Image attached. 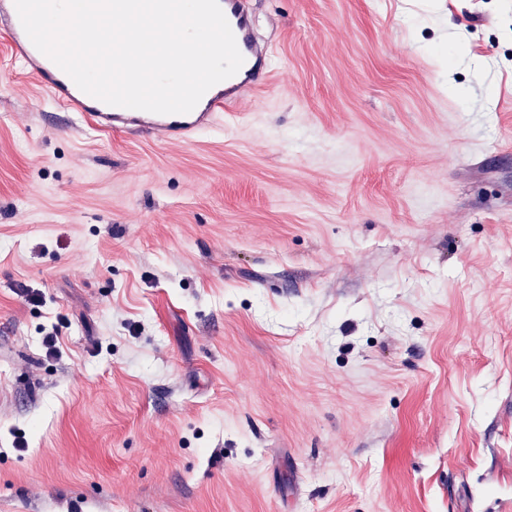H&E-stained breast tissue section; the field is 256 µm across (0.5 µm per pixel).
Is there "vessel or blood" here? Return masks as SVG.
Instances as JSON below:
<instances>
[{"label": "vessel or blood", "instance_id": "vessel-or-blood-1", "mask_svg": "<svg viewBox=\"0 0 512 512\" xmlns=\"http://www.w3.org/2000/svg\"><path fill=\"white\" fill-rule=\"evenodd\" d=\"M219 4L244 63L234 76L211 87L186 114H156L111 106L84 93L62 69L36 49L21 24L14 0H0V33L6 35L13 59L21 69L51 99L74 110L93 133L121 131L187 142L216 122L245 91L261 83L271 72L266 55L256 41L245 0H219Z\"/></svg>", "mask_w": 512, "mask_h": 512}]
</instances>
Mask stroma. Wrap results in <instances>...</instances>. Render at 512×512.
Listing matches in <instances>:
<instances>
[{"mask_svg":"<svg viewBox=\"0 0 512 512\" xmlns=\"http://www.w3.org/2000/svg\"><path fill=\"white\" fill-rule=\"evenodd\" d=\"M252 21L187 143L0 38V512H512V0ZM219 4L244 63L234 76L211 87L186 114H156L111 106L84 93L62 69L36 49L21 24L14 0L0 2V29L14 52V61L51 99L68 110L73 109L88 130L96 134L121 131L187 142L216 122L245 91L261 83L271 72L266 54L256 41L245 1L219 0Z\"/></svg>","mask_w":512,"mask_h":512,"instance_id":"35a3bbf8","label":"stroma"}]
</instances>
